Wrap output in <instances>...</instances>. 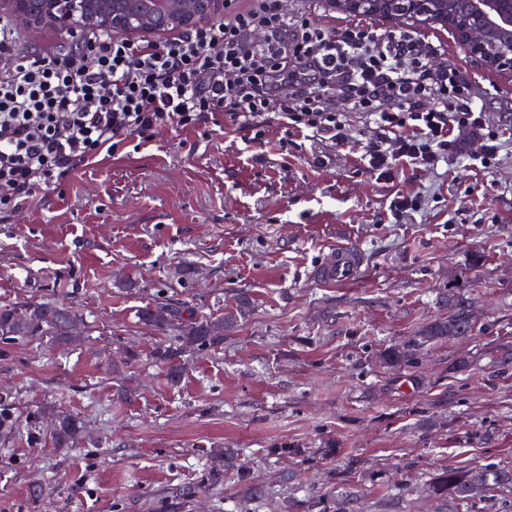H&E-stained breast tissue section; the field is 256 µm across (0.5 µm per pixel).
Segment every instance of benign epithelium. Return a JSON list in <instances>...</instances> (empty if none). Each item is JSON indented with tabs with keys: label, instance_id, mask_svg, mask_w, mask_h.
I'll return each instance as SVG.
<instances>
[{
	"label": "benign epithelium",
	"instance_id": "7a95c632",
	"mask_svg": "<svg viewBox=\"0 0 512 512\" xmlns=\"http://www.w3.org/2000/svg\"><path fill=\"white\" fill-rule=\"evenodd\" d=\"M352 16L407 18L453 31L483 69L512 81V0H328ZM220 0H0L15 22L44 28H106L135 39L199 25Z\"/></svg>",
	"mask_w": 512,
	"mask_h": 512
}]
</instances>
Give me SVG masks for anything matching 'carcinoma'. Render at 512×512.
Wrapping results in <instances>:
<instances>
[{"mask_svg":"<svg viewBox=\"0 0 512 512\" xmlns=\"http://www.w3.org/2000/svg\"><path fill=\"white\" fill-rule=\"evenodd\" d=\"M454 311L420 330L402 347L386 352L385 361L409 365L417 360V348L436 340H463L472 336L473 320L469 305L457 292L448 293ZM139 321L168 335V345L161 352L164 359L180 356L192 348L217 345L224 341V331L233 327L236 316L227 314L222 321L200 319L178 302L148 304L138 311ZM81 318L62 303L31 302L23 307H0V340L16 341L34 336H54L60 341L71 338ZM82 429L81 422L70 415L55 420L52 441L57 448H67ZM512 485V469L478 466L468 470L447 468L429 483L430 492L439 497L461 501L486 493L495 486Z\"/></svg>","mask_w":512,"mask_h":512,"instance_id":"cac0c4a2","label":"carcinoma"}]
</instances>
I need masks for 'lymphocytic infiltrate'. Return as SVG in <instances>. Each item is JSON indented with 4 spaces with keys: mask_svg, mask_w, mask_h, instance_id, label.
<instances>
[{
    "mask_svg": "<svg viewBox=\"0 0 512 512\" xmlns=\"http://www.w3.org/2000/svg\"><path fill=\"white\" fill-rule=\"evenodd\" d=\"M225 18L155 40L96 28L81 45L25 52L0 15V211L24 205L127 137L163 130L240 128L275 114L287 132L348 138L346 115L373 124L362 161L369 172L437 169L458 152L457 134L480 137L479 160L498 152L469 83L455 69H431L434 44L410 32H379L361 20L340 33L280 0H224ZM94 52L86 61L85 49Z\"/></svg>",
    "mask_w": 512,
    "mask_h": 512,
    "instance_id": "1",
    "label": "lymphocytic infiltrate"
}]
</instances>
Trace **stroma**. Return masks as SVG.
I'll return each mask as SVG.
<instances>
[{
    "mask_svg": "<svg viewBox=\"0 0 512 512\" xmlns=\"http://www.w3.org/2000/svg\"><path fill=\"white\" fill-rule=\"evenodd\" d=\"M371 25L438 46L431 67L467 79L494 168L471 165L482 145L465 133L438 170L385 178L360 163L374 134L360 114L341 146L268 116L259 139L229 124L127 138L0 213V306L64 302L85 321L73 343L0 341V512H512V487L427 490L448 467H512V90L441 26ZM397 193L421 210L394 219ZM339 241L365 253L362 277L315 282ZM462 276L472 336L384 363L448 314ZM243 295L223 343L169 361L137 317L173 299L221 318ZM56 415L84 427L71 447L50 441Z\"/></svg>",
    "mask_w": 512,
    "mask_h": 512,
    "instance_id": "stroma-1",
    "label": "stroma"
}]
</instances>
